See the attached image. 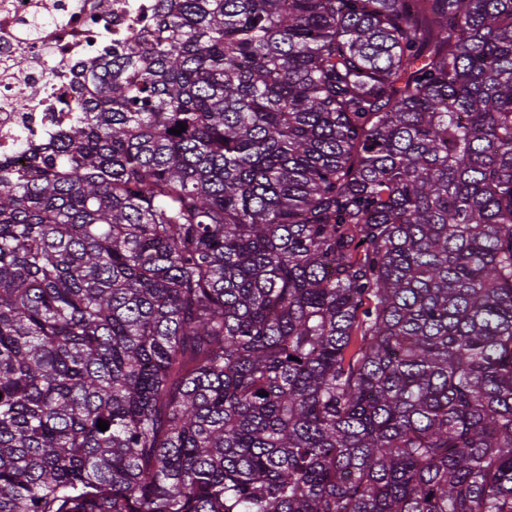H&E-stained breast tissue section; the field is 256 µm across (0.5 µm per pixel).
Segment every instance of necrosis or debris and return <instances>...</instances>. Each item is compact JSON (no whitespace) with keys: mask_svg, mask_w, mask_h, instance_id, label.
<instances>
[{"mask_svg":"<svg viewBox=\"0 0 512 512\" xmlns=\"http://www.w3.org/2000/svg\"><path fill=\"white\" fill-rule=\"evenodd\" d=\"M156 0H0V153L19 132L47 127L64 87L97 56L102 33L122 39L148 25ZM23 57L26 69L12 62Z\"/></svg>","mask_w":512,"mask_h":512,"instance_id":"4bbe7bcc","label":"necrosis or debris"}]
</instances>
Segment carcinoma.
Here are the masks:
<instances>
[{
  "label": "carcinoma",
  "mask_w": 512,
  "mask_h": 512,
  "mask_svg": "<svg viewBox=\"0 0 512 512\" xmlns=\"http://www.w3.org/2000/svg\"><path fill=\"white\" fill-rule=\"evenodd\" d=\"M65 108L0 512H512V0H159Z\"/></svg>",
  "instance_id": "cac0c4a2"
}]
</instances>
